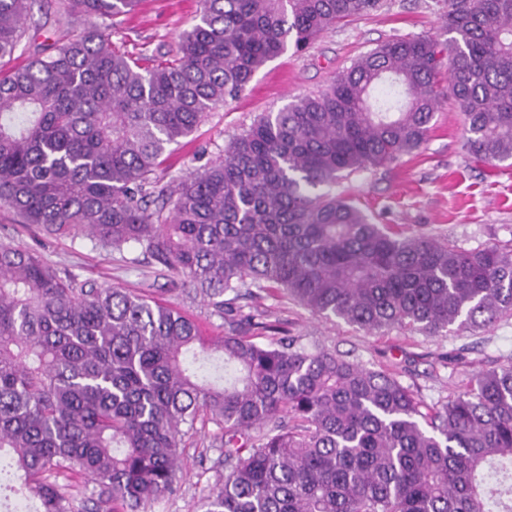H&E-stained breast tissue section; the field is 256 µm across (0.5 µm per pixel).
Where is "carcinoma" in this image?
I'll return each mask as SVG.
<instances>
[{
	"label": "carcinoma",
	"mask_w": 512,
	"mask_h": 512,
	"mask_svg": "<svg viewBox=\"0 0 512 512\" xmlns=\"http://www.w3.org/2000/svg\"><path fill=\"white\" fill-rule=\"evenodd\" d=\"M137 2L58 0L56 23L74 10L112 21ZM385 2L203 0L171 59L119 53L94 27L0 78V204L54 234L136 246L228 324L207 338L172 305L1 242L0 460L40 512H138L172 490L182 436L207 420L228 472L204 512H512L511 363L429 406L236 306L277 290L369 332L428 335L512 315V248L385 230L335 192L418 149L448 95L465 152L512 160V0H436L445 40L383 42L321 92L260 114L203 171L156 176L288 45ZM44 6L0 0V59ZM77 473L96 484L79 503Z\"/></svg>",
	"instance_id": "obj_1"
}]
</instances>
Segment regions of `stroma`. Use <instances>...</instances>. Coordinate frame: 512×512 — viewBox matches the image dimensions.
I'll use <instances>...</instances> for the list:
<instances>
[{
	"instance_id": "obj_1",
	"label": "stroma",
	"mask_w": 512,
	"mask_h": 512,
	"mask_svg": "<svg viewBox=\"0 0 512 512\" xmlns=\"http://www.w3.org/2000/svg\"><path fill=\"white\" fill-rule=\"evenodd\" d=\"M370 15L338 24L304 51L287 49L255 72L235 100L212 110L196 132L167 158L165 179H179L203 170L223 155L224 145L263 112H275L295 97L327 87L337 71L387 39L408 34L441 35L434 0H388ZM200 0H140L135 11L121 16L110 40L129 54L161 57L175 53L182 34L198 20ZM96 17L73 15L64 31L47 21L20 46L11 66L27 62L31 48L54 43L60 36L81 35ZM464 116L452 98L434 114L423 144L386 169L367 171L344 181L339 191L351 198L374 223L398 227L405 235L425 234L452 241L457 247L512 243V164L498 168L471 159L462 148ZM0 242L34 249L60 272L172 304L196 319L204 335L221 336L226 328L207 300L168 290L151 265L139 262L140 251L129 246L108 252L89 239L55 235L41 226L20 223L0 205ZM259 310L282 320L290 335L306 348H334L365 366L393 373L427 404L447 402L479 369L512 362V317L488 327L463 331L449 328L436 336L391 329L370 333L345 321L312 315L277 293L258 300ZM209 423L183 439L180 469L171 492L145 512H201L207 491L224 481V451L213 442Z\"/></svg>"
}]
</instances>
